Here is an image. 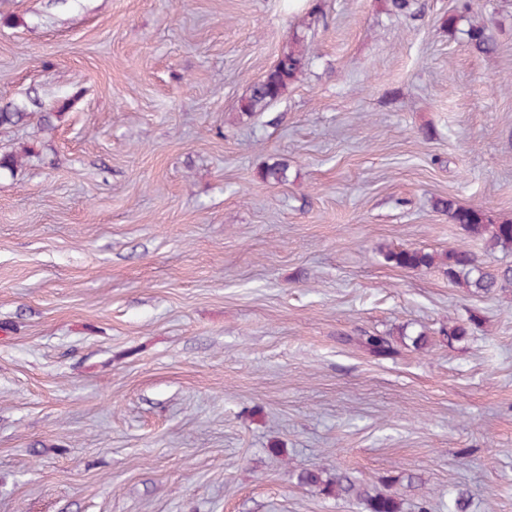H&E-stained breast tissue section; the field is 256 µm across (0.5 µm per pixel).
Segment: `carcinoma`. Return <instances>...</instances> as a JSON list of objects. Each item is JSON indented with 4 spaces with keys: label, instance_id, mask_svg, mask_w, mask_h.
I'll list each match as a JSON object with an SVG mask.
<instances>
[{
    "label": "carcinoma",
    "instance_id": "cac0c4a2",
    "mask_svg": "<svg viewBox=\"0 0 512 512\" xmlns=\"http://www.w3.org/2000/svg\"><path fill=\"white\" fill-rule=\"evenodd\" d=\"M470 44L480 53L495 51L496 45L487 29L474 26L467 31ZM309 52L304 38L297 37L282 51L273 66L250 85L249 95L240 104L243 114L263 111L276 103L287 91L300 73ZM262 179L272 185L286 181V166L275 163L265 168ZM438 210L448 214L456 224H461L474 235L486 236L491 247H512V219H501L492 215L482 206H461L451 199L436 202ZM386 259L406 269L428 268L436 263L444 266L448 280L461 281L471 292L487 296L508 285L512 286V265L490 268L481 265L474 254L467 250H455L438 259L435 255L420 249L400 248L386 254ZM361 344L376 356H386L394 351L392 340L385 336H365ZM302 485H321L326 494L354 496L366 504L368 512H402L401 503L394 497L377 492L366 485H356L340 476L323 483L321 471L306 469L298 474ZM471 495L460 489L448 505V512H469Z\"/></svg>",
    "mask_w": 512,
    "mask_h": 512
}]
</instances>
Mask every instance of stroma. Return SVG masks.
Returning <instances> with one entry per match:
<instances>
[{
	"instance_id": "35a3bbf8",
	"label": "stroma",
	"mask_w": 512,
	"mask_h": 512,
	"mask_svg": "<svg viewBox=\"0 0 512 512\" xmlns=\"http://www.w3.org/2000/svg\"><path fill=\"white\" fill-rule=\"evenodd\" d=\"M462 3L0 0V512H365L306 468L512 512V287L386 258L512 265L435 208L512 217V0ZM308 52L304 37H295L274 65L251 83L249 95L241 101V113L254 114L276 103L296 80ZM386 258L398 267L413 270L428 268L440 259L431 253L412 248H399L398 250L389 251ZM448 280L462 281L473 294L487 296L512 286V265L490 268L482 266L467 250H455L440 260Z\"/></svg>"
}]
</instances>
